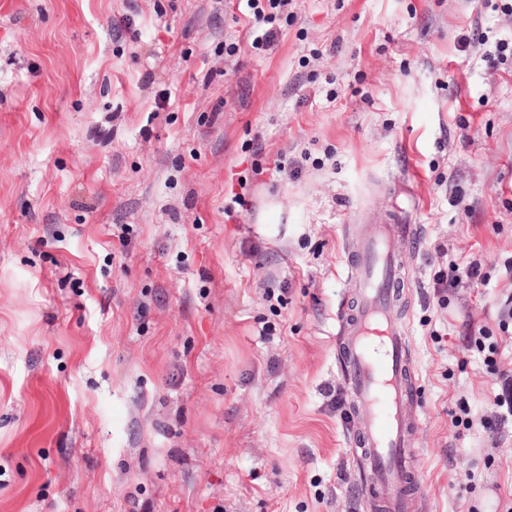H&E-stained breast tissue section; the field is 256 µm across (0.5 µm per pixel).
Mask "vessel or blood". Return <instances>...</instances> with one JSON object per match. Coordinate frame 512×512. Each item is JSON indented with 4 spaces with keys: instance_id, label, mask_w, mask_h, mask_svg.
Returning a JSON list of instances; mask_svg holds the SVG:
<instances>
[{
    "instance_id": "b4317fda",
    "label": "vessel or blood",
    "mask_w": 512,
    "mask_h": 512,
    "mask_svg": "<svg viewBox=\"0 0 512 512\" xmlns=\"http://www.w3.org/2000/svg\"><path fill=\"white\" fill-rule=\"evenodd\" d=\"M415 232L413 225L399 221L360 227L349 264L354 305L337 316L342 376L362 412L357 446L369 465L367 485L383 489V512H411L414 500L413 423L406 414L414 398L408 383L409 341L405 324L392 313V300L402 273L394 243L414 239Z\"/></svg>"
}]
</instances>
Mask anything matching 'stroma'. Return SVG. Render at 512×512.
Returning a JSON list of instances; mask_svg holds the SVG:
<instances>
[{
  "instance_id": "1",
  "label": "stroma",
  "mask_w": 512,
  "mask_h": 512,
  "mask_svg": "<svg viewBox=\"0 0 512 512\" xmlns=\"http://www.w3.org/2000/svg\"><path fill=\"white\" fill-rule=\"evenodd\" d=\"M500 3L293 0L263 52L216 0H0V512H371L328 392L347 227L399 206L415 512H512V427L456 424L512 293ZM438 244L488 276L442 306Z\"/></svg>"
}]
</instances>
